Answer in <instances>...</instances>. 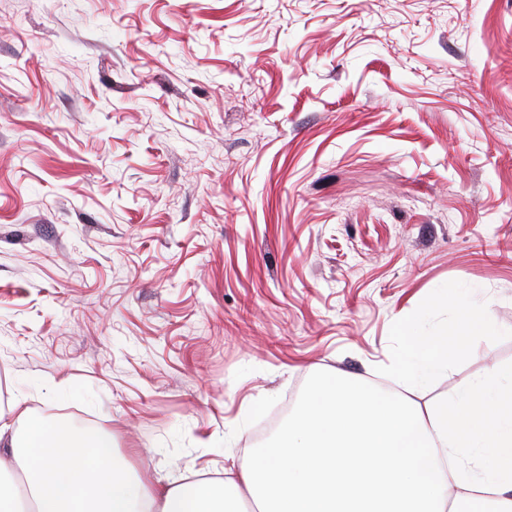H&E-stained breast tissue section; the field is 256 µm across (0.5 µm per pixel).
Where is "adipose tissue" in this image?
<instances>
[{"mask_svg":"<svg viewBox=\"0 0 512 512\" xmlns=\"http://www.w3.org/2000/svg\"><path fill=\"white\" fill-rule=\"evenodd\" d=\"M492 334L471 306L433 342L412 340L395 370L412 385ZM0 512H21L22 472L36 512H512V365L495 367L423 407L338 372L316 377L284 429L221 478L165 477L150 486L89 437L34 418L24 401L0 410Z\"/></svg>","mask_w":512,"mask_h":512,"instance_id":"adipose-tissue-1","label":"adipose tissue"}]
</instances>
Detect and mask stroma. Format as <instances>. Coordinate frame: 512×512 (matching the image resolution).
<instances>
[{
    "instance_id": "obj_1",
    "label": "stroma",
    "mask_w": 512,
    "mask_h": 512,
    "mask_svg": "<svg viewBox=\"0 0 512 512\" xmlns=\"http://www.w3.org/2000/svg\"><path fill=\"white\" fill-rule=\"evenodd\" d=\"M512 364V0H0V394L223 476L399 334Z\"/></svg>"
}]
</instances>
